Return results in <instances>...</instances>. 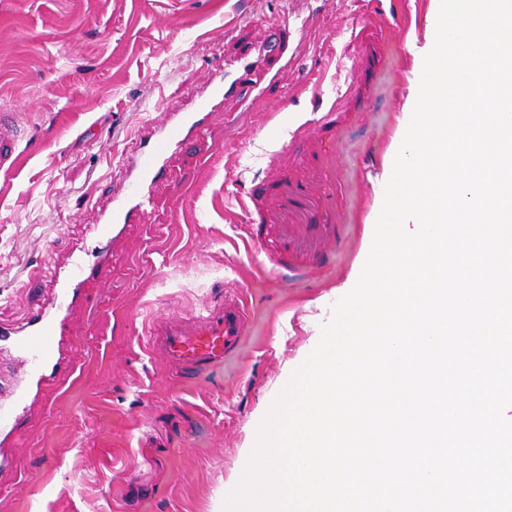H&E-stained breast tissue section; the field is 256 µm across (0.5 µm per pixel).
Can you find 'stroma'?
<instances>
[{
	"label": "stroma",
	"instance_id": "35a3bbf8",
	"mask_svg": "<svg viewBox=\"0 0 512 512\" xmlns=\"http://www.w3.org/2000/svg\"><path fill=\"white\" fill-rule=\"evenodd\" d=\"M428 0H0V111L27 124L0 174V323L19 325L40 271L70 240L91 246L149 120L189 105L215 59L260 42L288 15L291 60L251 108L213 115L210 151L186 148L156 184L158 213L132 225L112 272L73 313L78 377L34 405L0 472V512H217L255 423L317 345L374 236V202L404 83L410 34ZM387 19L377 68L354 67L352 23ZM357 82L369 94L336 115L328 168L295 136L313 101ZM308 176L313 196L284 205L275 167ZM249 203L252 227L241 224ZM262 246H253L249 232ZM25 292H18L19 282ZM241 295L239 347L203 382L171 377L145 347L155 317Z\"/></svg>",
	"mask_w": 512,
	"mask_h": 512
}]
</instances>
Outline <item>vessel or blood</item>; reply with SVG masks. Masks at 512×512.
Masks as SVG:
<instances>
[{
	"instance_id": "1",
	"label": "vessel or blood",
	"mask_w": 512,
	"mask_h": 512,
	"mask_svg": "<svg viewBox=\"0 0 512 512\" xmlns=\"http://www.w3.org/2000/svg\"><path fill=\"white\" fill-rule=\"evenodd\" d=\"M275 40L267 45L244 46L230 60L216 61L207 92L193 97L187 110L163 115L144 136L130 162V176L112 198L98 231V250L92 256L70 253L62 275L55 280L54 306L34 311L20 329L0 326V349L9 351L21 372L10 400L0 401V447L23 429L33 399L49 400L77 373V356L70 344V309L81 303L84 288L111 267L109 247L129 225L154 210L152 185L164 176L173 153L186 142L204 139L212 114L220 104H246L260 96L264 82L273 81L288 64V42L298 30L288 20L277 25ZM17 115L0 114V172L10 173L20 156ZM246 321L241 297L217 300L202 314L158 317L148 332V345L181 381L205 379L240 342Z\"/></svg>"
}]
</instances>
